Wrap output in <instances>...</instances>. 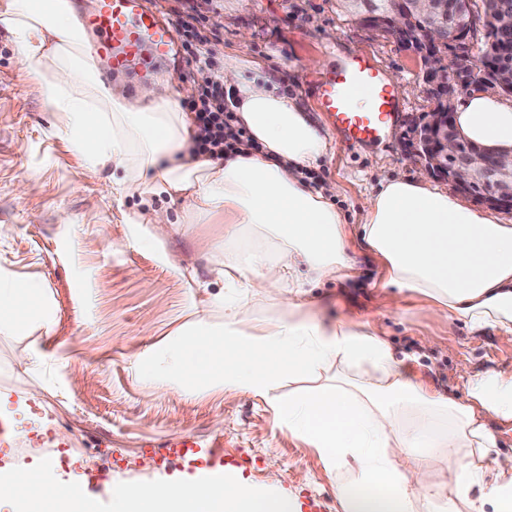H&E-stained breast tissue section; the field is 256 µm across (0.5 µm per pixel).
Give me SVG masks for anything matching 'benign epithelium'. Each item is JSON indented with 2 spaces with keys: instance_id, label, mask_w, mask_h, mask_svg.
<instances>
[{
  "instance_id": "obj_1",
  "label": "benign epithelium",
  "mask_w": 512,
  "mask_h": 512,
  "mask_svg": "<svg viewBox=\"0 0 512 512\" xmlns=\"http://www.w3.org/2000/svg\"><path fill=\"white\" fill-rule=\"evenodd\" d=\"M495 30L486 49L474 40V18L461 0L437 6V0H395L385 13L366 11L352 16L356 25L377 31L417 59L433 109L426 119L408 124L406 156L431 175L447 180L497 210L512 212V147H487L469 140L460 130L455 100L468 93L470 71L487 62L482 87L512 93V3L492 5Z\"/></svg>"
}]
</instances>
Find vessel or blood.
Returning a JSON list of instances; mask_svg holds the SVG:
<instances>
[{
    "label": "vessel or blood",
    "mask_w": 512,
    "mask_h": 512,
    "mask_svg": "<svg viewBox=\"0 0 512 512\" xmlns=\"http://www.w3.org/2000/svg\"><path fill=\"white\" fill-rule=\"evenodd\" d=\"M86 21L99 33L94 50L108 60L112 72H154L158 61L173 50V30L160 24L141 0H99ZM358 100L364 101L366 111H353L352 105ZM319 101L344 138L355 143L377 140L400 108L395 88L369 60L360 57L324 78Z\"/></svg>",
    "instance_id": "obj_1"
}]
</instances>
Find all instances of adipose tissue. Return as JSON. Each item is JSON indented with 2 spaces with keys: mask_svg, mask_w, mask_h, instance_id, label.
Returning <instances> with one entry per match:
<instances>
[{
  "mask_svg": "<svg viewBox=\"0 0 512 512\" xmlns=\"http://www.w3.org/2000/svg\"><path fill=\"white\" fill-rule=\"evenodd\" d=\"M0 24L46 102L64 113L65 138L92 165L123 169L115 195L165 194L184 201L191 223L224 224V261L209 270L223 286L209 297L224 310L223 331L194 321L137 358V373L187 395L215 380L269 400L275 426L311 441L336 473L343 512H512V456L496 454L489 428L512 420V372L468 378L466 401H456L409 379L378 323L317 319L305 292L352 279L359 246L395 296L419 295L435 315L510 336L512 220L398 173L367 197L361 224L350 230L334 204L339 186L306 179L331 149L326 131L298 98L277 91L247 43L227 56L222 79L251 143L214 160L187 151L195 126L180 101L192 87L157 80L131 96L117 84L105 89L67 0H0ZM456 110L470 140L512 145V99L479 90ZM246 226L273 233L276 256L256 249L239 259ZM22 290L34 295L24 312ZM36 290L0 287V332L24 336L31 321L50 320ZM257 298L279 315L243 324L242 307ZM287 381L295 388L280 395ZM438 461L448 481L438 480ZM113 497L120 512H292L279 495L206 477L123 486Z\"/></svg>",
  "mask_w": 512,
  "mask_h": 512,
  "instance_id": "1",
  "label": "adipose tissue"
}]
</instances>
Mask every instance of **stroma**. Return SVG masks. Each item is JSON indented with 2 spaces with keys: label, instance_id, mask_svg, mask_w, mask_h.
Wrapping results in <instances>:
<instances>
[{
  "label": "stroma",
  "instance_id": "stroma-1",
  "mask_svg": "<svg viewBox=\"0 0 512 512\" xmlns=\"http://www.w3.org/2000/svg\"><path fill=\"white\" fill-rule=\"evenodd\" d=\"M146 4L172 23L192 7L219 58L232 53L240 36L249 37L252 59L326 128L334 151L311 177L341 185L335 204L347 223H359L366 195L385 179L420 172L402 146L408 121L432 109L419 69L391 40L356 26L339 0ZM353 55L369 57L401 99L397 120L377 143L344 140L318 101L317 79ZM59 123V113L45 102L0 25V225L10 228L0 237V283L36 282L53 312L49 330L29 337L0 333V394L8 398L0 412L13 434L68 438L52 457L21 455L13 443L0 446V470L90 483L94 512H112L118 487L198 477L192 465L164 453L171 437L189 435L202 458L224 462L225 476L288 497L295 512H343L335 474L312 444L275 427L267 400L206 383L189 398L133 370L143 350L165 346L192 321L223 329L222 309L202 289H188L177 266L191 253L199 275H207L212 262L224 258L208 249L224 227L184 222L183 202L165 195L153 197L148 207L135 193L113 199L111 168L88 164L57 135ZM154 207L169 209L177 230L161 246H139L127 216H146ZM356 260L354 279L311 290L320 318L381 322L404 372L459 400L466 397L468 377L512 371V335L471 331L462 321L430 313L417 295L393 306L378 286V263L364 252ZM33 345L38 357L31 360ZM71 441L111 461V468L94 471L84 457L70 454Z\"/></svg>",
  "mask_w": 512,
  "mask_h": 512
}]
</instances>
